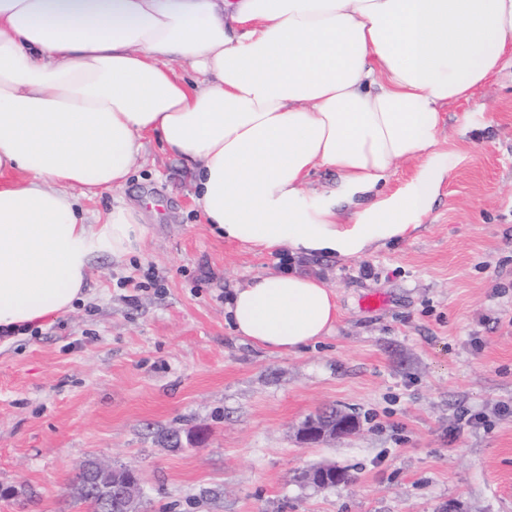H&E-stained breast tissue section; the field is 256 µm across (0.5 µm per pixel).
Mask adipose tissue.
<instances>
[{
  "label": "adipose tissue",
  "mask_w": 512,
  "mask_h": 512,
  "mask_svg": "<svg viewBox=\"0 0 512 512\" xmlns=\"http://www.w3.org/2000/svg\"><path fill=\"white\" fill-rule=\"evenodd\" d=\"M508 53L512 0H0V332L70 312L97 257L144 247L140 208L89 224L78 201L121 189L150 138L187 160L225 241L358 259L409 237L449 170L441 110ZM319 167L337 189L306 190ZM227 311L272 353L338 318L333 288L295 271Z\"/></svg>",
  "instance_id": "1"
}]
</instances>
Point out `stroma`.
<instances>
[{"mask_svg": "<svg viewBox=\"0 0 512 512\" xmlns=\"http://www.w3.org/2000/svg\"><path fill=\"white\" fill-rule=\"evenodd\" d=\"M451 165L421 228L359 259L294 257L214 236L193 173L149 142L117 191L145 248L95 261L74 310L0 350V512H86L78 465L140 476L144 512H512V67L441 114ZM295 267L337 295L334 332L296 353L241 341L226 301ZM337 408L360 430L303 445ZM198 442L172 448L171 431ZM346 469L318 489L299 475Z\"/></svg>", "mask_w": 512, "mask_h": 512, "instance_id": "stroma-1", "label": "stroma"}]
</instances>
